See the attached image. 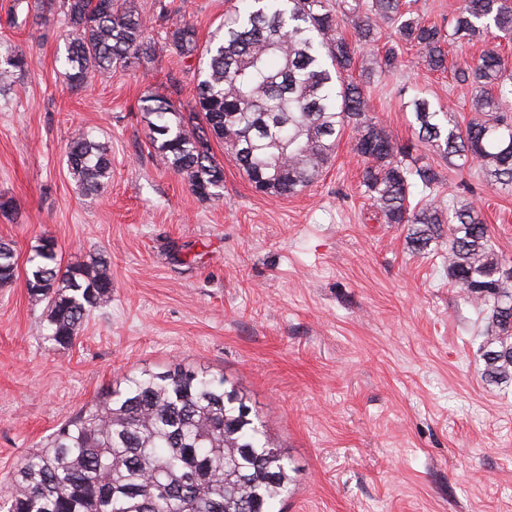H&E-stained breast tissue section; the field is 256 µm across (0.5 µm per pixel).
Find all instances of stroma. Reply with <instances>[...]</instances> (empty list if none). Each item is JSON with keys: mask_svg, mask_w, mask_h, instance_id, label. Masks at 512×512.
<instances>
[{"mask_svg": "<svg viewBox=\"0 0 512 512\" xmlns=\"http://www.w3.org/2000/svg\"><path fill=\"white\" fill-rule=\"evenodd\" d=\"M138 2L153 62L75 89L57 61L62 14L12 28L13 0H0V38L31 61L0 93V239L18 263L0 288V487L120 375L179 363L247 395L292 469L280 512H512V380L481 377L482 323L448 279L447 244L416 255L406 225L381 223L349 130L319 179L288 197L258 191L213 143L224 188L198 197L153 149L140 100L193 106L197 61L177 57L168 34L186 20L207 42L235 0ZM400 47L401 66L364 87L371 117L415 142L403 104L416 89L467 123L471 87ZM77 127L112 156L101 192L85 193L66 164ZM415 155L441 176L435 202L466 195L512 266V190ZM46 237L62 265L110 262L111 302L66 349L44 344L26 288V260Z\"/></svg>", "mask_w": 512, "mask_h": 512, "instance_id": "1", "label": "stroma"}]
</instances>
